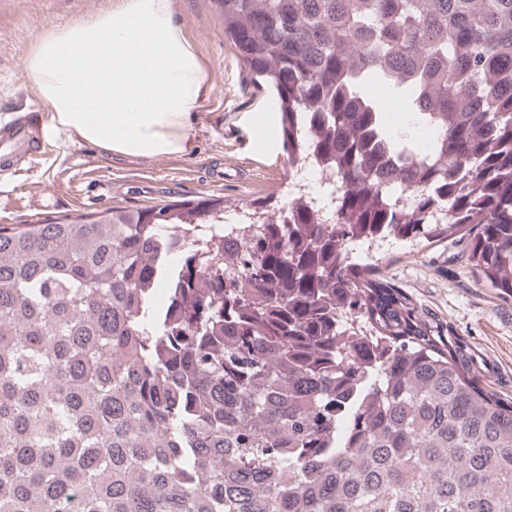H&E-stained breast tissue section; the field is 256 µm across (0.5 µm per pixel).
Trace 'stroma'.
<instances>
[{
	"mask_svg": "<svg viewBox=\"0 0 512 512\" xmlns=\"http://www.w3.org/2000/svg\"><path fill=\"white\" fill-rule=\"evenodd\" d=\"M114 0H0V128L27 112L46 117L25 63L39 34L111 9ZM174 19L208 74L206 99L192 113L189 153L151 159L120 158L52 131L33 167L6 168L0 159V225L36 224L112 207L164 201L220 199L226 211L281 208L288 202L287 171L272 93L251 82L224 39L215 0H174ZM267 114L272 143L257 149L256 118ZM384 267L439 333L463 343L482 367V383L512 399V298L481 284L466 240L415 251L392 242Z\"/></svg>",
	"mask_w": 512,
	"mask_h": 512,
	"instance_id": "obj_1",
	"label": "stroma"
}]
</instances>
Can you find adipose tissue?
<instances>
[{"mask_svg": "<svg viewBox=\"0 0 512 512\" xmlns=\"http://www.w3.org/2000/svg\"><path fill=\"white\" fill-rule=\"evenodd\" d=\"M26 71L52 127L134 158L189 152L191 113L209 90L173 0H117L80 23L49 28Z\"/></svg>", "mask_w": 512, "mask_h": 512, "instance_id": "ef3b65f1", "label": "adipose tissue"}]
</instances>
